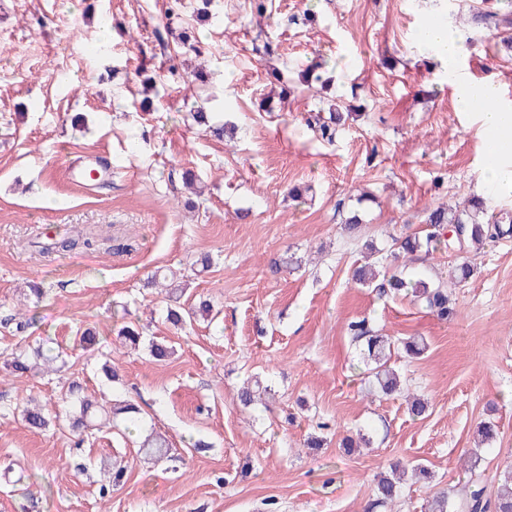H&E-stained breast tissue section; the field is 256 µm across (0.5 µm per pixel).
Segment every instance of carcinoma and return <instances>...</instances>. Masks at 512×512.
<instances>
[{
	"label": "carcinoma",
	"mask_w": 512,
	"mask_h": 512,
	"mask_svg": "<svg viewBox=\"0 0 512 512\" xmlns=\"http://www.w3.org/2000/svg\"><path fill=\"white\" fill-rule=\"evenodd\" d=\"M507 6L508 11L500 14L491 7V0H482L481 6L471 13V23L476 27L489 28L491 26H512V0H498ZM253 51L259 56L272 57L276 54V47L270 37L263 30H258L253 37ZM341 121L340 113L336 108L329 109V116L324 118L319 114L306 118V126L329 142L336 136V123ZM424 234H408L393 239L391 257L397 259L400 255H415L423 250L445 248L451 250L456 244L470 242L482 244L494 242L512 234V211L500 209L491 215L487 214L485 202L480 198L470 201L468 207L450 213L445 209L437 208L430 211L425 220ZM52 245L62 250L72 249L78 245L86 249L94 246V237L89 236L83 240L74 239L60 233L52 238ZM352 279L362 286L376 285L383 295L410 296L413 300L422 303L431 313L440 320H448L456 316V306L448 297V288L441 281H433L423 277L408 279L400 273H392L388 278L376 279V276L364 267H357L353 271ZM211 305L205 300L188 308H169L166 320L175 326H184L196 320L197 316L208 315ZM349 330L355 341L363 344L364 355L370 361L369 374L376 391L386 397H398L405 394L408 398V412L414 417H421L428 410V402L407 394L400 373L390 366L392 352L397 350L408 358H417L424 354L427 344L418 336L399 337L395 340L380 336L369 328L366 320L354 321L349 324ZM62 357V351H54L40 344L32 349V353L22 351L11 357L7 366L11 373L21 378L33 373L38 374L52 369V365ZM68 398L79 405V413L69 419V427L75 433V446L81 447L85 442L83 433L94 426H105L112 422L117 415L125 416L126 426L136 427L139 419L137 407L123 401L115 403L107 411L97 409L91 400L83 394V387L75 382H68ZM268 393V387L258 379H250L244 383L240 391V402L249 407L254 400ZM22 420L31 428L42 430L49 426L50 420L42 410L36 406L26 405L20 410ZM141 452L145 456L162 459L168 455L169 444L162 436H147L141 445ZM405 471L402 464H390V470L381 472L376 478L373 490V499L369 509H381L383 512H392V505L401 497L403 492ZM427 512H512V475L507 474L501 479V484L492 495L482 485L480 478L471 479V489L465 497L453 502L447 493L438 492L427 501Z\"/></svg>",
	"instance_id": "obj_1"
}]
</instances>
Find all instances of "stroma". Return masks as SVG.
<instances>
[{
  "label": "stroma",
  "mask_w": 512,
  "mask_h": 512,
  "mask_svg": "<svg viewBox=\"0 0 512 512\" xmlns=\"http://www.w3.org/2000/svg\"><path fill=\"white\" fill-rule=\"evenodd\" d=\"M479 2L272 0L267 30L291 93L270 112L250 0H0V320L19 308L33 319L22 332L0 327V512H365L375 474L394 461L432 469L431 486L406 487L394 508L425 512L432 492L465 494L475 427L488 418L499 434L478 472L496 491L512 471V236L407 261L405 275L443 281L471 264L470 279L450 284L458 314L448 322L351 281L364 241L390 249L430 209L476 196L488 211L512 210V195L485 185L475 114L459 109L434 54L416 48L421 25L443 21L465 41L466 82L493 81L512 104L502 44L512 28L469 27ZM106 18L112 41L100 53ZM167 26L199 41L206 82L175 43L156 42ZM314 64L324 83L309 88L299 74ZM148 78L161 98L143 110ZM333 102L345 119L328 144L305 119ZM199 110L236 125L233 140L204 132ZM85 156L111 164L110 186L69 184V164ZM187 170L201 196L184 189ZM294 186L302 198L289 196ZM356 208L365 222L351 233L344 220ZM55 229L97 231L99 246L40 254L35 242ZM286 253L301 267L272 274L270 258ZM157 270L185 283L187 299H208L217 320L169 324L168 298L146 284ZM361 318L426 340L419 359L397 361L429 401L424 416L367 393L347 330ZM127 322L143 331L138 347L117 335ZM88 327L104 338L98 350L73 345ZM154 341L173 355L154 359ZM37 342L65 350L64 372L11 377L12 352ZM253 374L271 397L246 408L237 391ZM73 379L104 406L137 404L142 429L119 425L78 450L69 428L35 432L15 413L32 398L63 414ZM151 429L169 443L155 464L139 451ZM359 432L370 447L345 454L340 440ZM313 437L324 447L308 448ZM114 461L124 479L100 497V468Z\"/></svg>",
  "instance_id": "1"
}]
</instances>
